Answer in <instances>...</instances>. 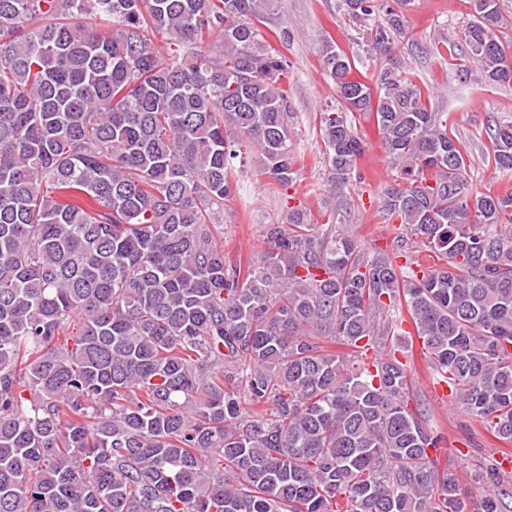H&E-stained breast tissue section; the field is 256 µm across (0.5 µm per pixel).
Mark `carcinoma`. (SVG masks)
Here are the masks:
<instances>
[{
	"mask_svg": "<svg viewBox=\"0 0 512 512\" xmlns=\"http://www.w3.org/2000/svg\"><path fill=\"white\" fill-rule=\"evenodd\" d=\"M275 2L0 0V512H512V479L474 502L439 473L409 408L417 340L512 443V192L468 180L406 67L369 83L334 39L321 50L339 90L320 120L330 186L351 184L352 118L373 115L401 250L297 206L262 225L259 263L224 257L236 162L297 179L288 63L259 27ZM343 3L366 54H393L407 0ZM474 10L468 59L509 86L498 0ZM488 136L511 173L512 120ZM416 246L438 261L420 275Z\"/></svg>",
	"mask_w": 512,
	"mask_h": 512,
	"instance_id": "cac0c4a2",
	"label": "carcinoma"
}]
</instances>
